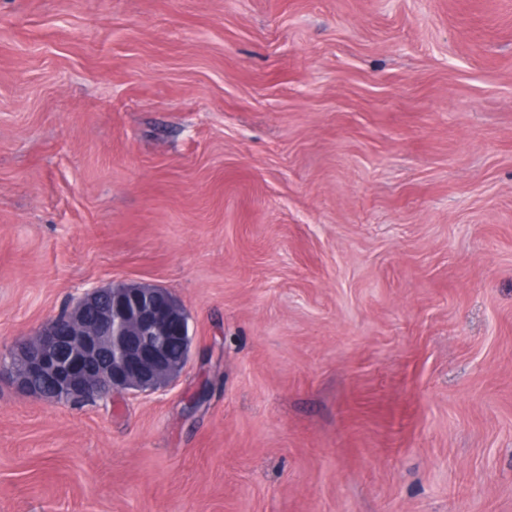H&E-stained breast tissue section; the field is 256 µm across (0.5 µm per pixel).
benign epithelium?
I'll return each mask as SVG.
<instances>
[{
	"label": "benign epithelium",
	"instance_id": "benign-epithelium-1",
	"mask_svg": "<svg viewBox=\"0 0 512 512\" xmlns=\"http://www.w3.org/2000/svg\"><path fill=\"white\" fill-rule=\"evenodd\" d=\"M178 340L184 354L172 360ZM191 357L183 307L164 288L113 286L85 291L63 314L0 355L28 395L69 404L111 402L152 393L171 382Z\"/></svg>",
	"mask_w": 512,
	"mask_h": 512
}]
</instances>
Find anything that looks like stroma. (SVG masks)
<instances>
[{"label": "stroma", "mask_w": 512, "mask_h": 512, "mask_svg": "<svg viewBox=\"0 0 512 512\" xmlns=\"http://www.w3.org/2000/svg\"><path fill=\"white\" fill-rule=\"evenodd\" d=\"M118 284L188 366L0 381V512H512V0H0V354Z\"/></svg>", "instance_id": "35a3bbf8"}]
</instances>
